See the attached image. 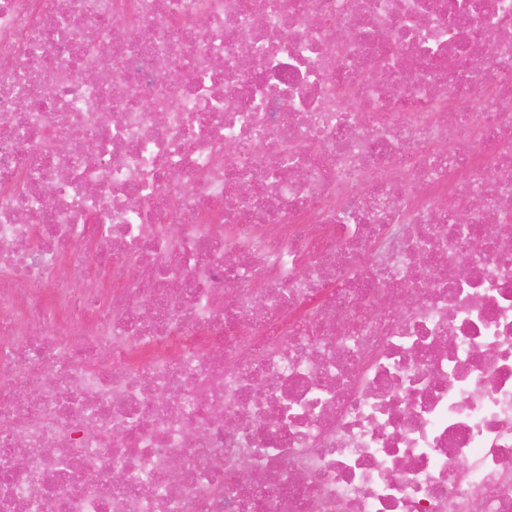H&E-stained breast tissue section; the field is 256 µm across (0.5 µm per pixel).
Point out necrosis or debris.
<instances>
[{
  "mask_svg": "<svg viewBox=\"0 0 512 512\" xmlns=\"http://www.w3.org/2000/svg\"><path fill=\"white\" fill-rule=\"evenodd\" d=\"M0 512H512V0H0Z\"/></svg>",
  "mask_w": 512,
  "mask_h": 512,
  "instance_id": "necrosis-or-debris-1",
  "label": "necrosis or debris"
}]
</instances>
